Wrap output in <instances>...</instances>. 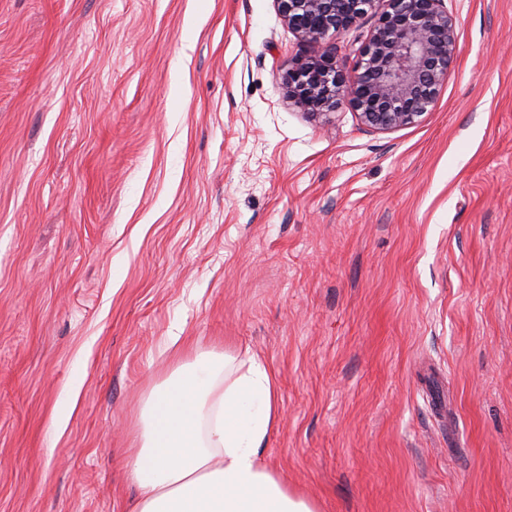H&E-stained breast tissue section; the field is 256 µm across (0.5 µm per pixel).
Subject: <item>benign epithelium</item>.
<instances>
[{
	"mask_svg": "<svg viewBox=\"0 0 512 512\" xmlns=\"http://www.w3.org/2000/svg\"><path fill=\"white\" fill-rule=\"evenodd\" d=\"M302 40L318 42L375 23L349 71L330 53L288 70V97L313 116L346 103L367 128L418 124L435 103L457 53L456 21L445 0H275Z\"/></svg>",
	"mask_w": 512,
	"mask_h": 512,
	"instance_id": "obj_1",
	"label": "benign epithelium"
}]
</instances>
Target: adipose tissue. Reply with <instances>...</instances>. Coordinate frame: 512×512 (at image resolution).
Returning <instances> with one entry per match:
<instances>
[{
	"mask_svg": "<svg viewBox=\"0 0 512 512\" xmlns=\"http://www.w3.org/2000/svg\"><path fill=\"white\" fill-rule=\"evenodd\" d=\"M279 417L275 375L255 356L178 358L145 401L131 512H317L260 459Z\"/></svg>",
	"mask_w": 512,
	"mask_h": 512,
	"instance_id": "adipose-tissue-1",
	"label": "adipose tissue"
}]
</instances>
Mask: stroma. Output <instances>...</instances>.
I'll return each instance as SVG.
<instances>
[{"label": "stroma", "instance_id": "stroma-1", "mask_svg": "<svg viewBox=\"0 0 512 512\" xmlns=\"http://www.w3.org/2000/svg\"><path fill=\"white\" fill-rule=\"evenodd\" d=\"M389 133L284 84L274 0H0V512H127L171 337L278 383L318 512H512V0Z\"/></svg>", "mask_w": 512, "mask_h": 512}]
</instances>
